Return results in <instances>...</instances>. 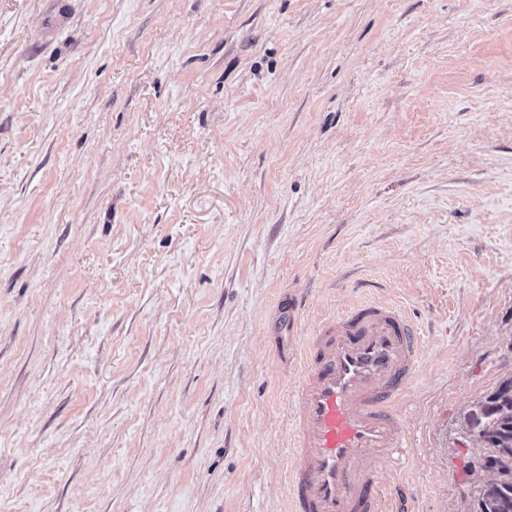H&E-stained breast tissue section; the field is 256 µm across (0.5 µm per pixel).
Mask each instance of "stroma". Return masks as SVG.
Instances as JSON below:
<instances>
[{"label":"stroma","mask_w":512,"mask_h":512,"mask_svg":"<svg viewBox=\"0 0 512 512\" xmlns=\"http://www.w3.org/2000/svg\"><path fill=\"white\" fill-rule=\"evenodd\" d=\"M367 300L421 331L382 492L474 512L512 0H0V512H288L303 345Z\"/></svg>","instance_id":"35a3bbf8"}]
</instances>
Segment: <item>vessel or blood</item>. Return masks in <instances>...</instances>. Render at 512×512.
<instances>
[{"label": "vessel or blood", "mask_w": 512, "mask_h": 512, "mask_svg": "<svg viewBox=\"0 0 512 512\" xmlns=\"http://www.w3.org/2000/svg\"><path fill=\"white\" fill-rule=\"evenodd\" d=\"M419 350L406 316L378 302L314 329L291 405L290 512H383L377 465L407 446L397 407Z\"/></svg>", "instance_id": "obj_1"}]
</instances>
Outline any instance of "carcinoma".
Instances as JSON below:
<instances>
[{
  "label": "carcinoma",
  "instance_id": "1",
  "mask_svg": "<svg viewBox=\"0 0 512 512\" xmlns=\"http://www.w3.org/2000/svg\"><path fill=\"white\" fill-rule=\"evenodd\" d=\"M463 425L482 445L481 468L492 474L475 487L476 512H512V377L473 405Z\"/></svg>",
  "mask_w": 512,
  "mask_h": 512
}]
</instances>
